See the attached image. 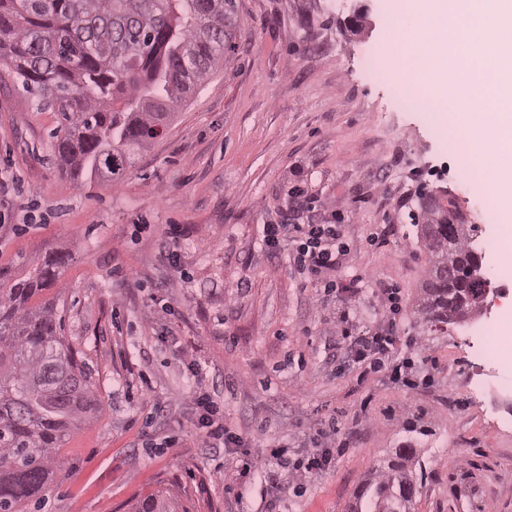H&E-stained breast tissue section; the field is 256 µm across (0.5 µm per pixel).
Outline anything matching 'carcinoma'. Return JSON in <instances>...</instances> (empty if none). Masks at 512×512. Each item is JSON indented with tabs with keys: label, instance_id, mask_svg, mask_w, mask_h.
I'll return each mask as SVG.
<instances>
[{
	"label": "carcinoma",
	"instance_id": "cac0c4a2",
	"mask_svg": "<svg viewBox=\"0 0 512 512\" xmlns=\"http://www.w3.org/2000/svg\"><path fill=\"white\" fill-rule=\"evenodd\" d=\"M236 13L235 0H0V59L23 90L59 113L52 132L59 166L119 179L224 66ZM420 231L430 267L418 312L442 330L482 307L486 282L471 279L482 252L471 226L451 222L436 200L424 206ZM68 259L52 251L0 281V512L41 503L63 465L59 448L100 410L92 373L59 336L53 303L30 305ZM408 462L409 452H397L361 485L352 512H410ZM172 504L158 490L136 512H175Z\"/></svg>",
	"mask_w": 512,
	"mask_h": 512
}]
</instances>
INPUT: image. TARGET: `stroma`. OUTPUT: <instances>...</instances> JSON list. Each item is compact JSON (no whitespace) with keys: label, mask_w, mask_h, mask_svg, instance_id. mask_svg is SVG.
<instances>
[{"label":"stroma","mask_w":512,"mask_h":512,"mask_svg":"<svg viewBox=\"0 0 512 512\" xmlns=\"http://www.w3.org/2000/svg\"><path fill=\"white\" fill-rule=\"evenodd\" d=\"M236 4L223 68L116 181L78 186L57 170L58 113L0 66V170L14 179L0 194V277H16L20 259L69 251L35 301L54 303L102 402L60 448L41 506L23 512H135L160 489L185 512H349L362 482L402 448L415 451L412 512H512V394L486 391L507 371L486 360L475 333L512 304V264L485 253L492 291L482 312L448 330L421 328L416 303L429 267L421 194L483 241L497 238L501 213L477 211L474 198L497 188L468 186L457 125L434 124L432 99L398 110L369 72L394 26L424 44L432 31L389 0ZM299 181L319 204H343L350 267L370 276L360 324L380 320V285L398 288L396 353L413 357L428 385L409 390L384 369L358 381L336 327L342 295L303 287L287 254L266 252L261 227L279 222ZM173 224L180 278L167 259ZM197 382L252 455L313 450L314 425L332 417L348 445L281 490L257 476L226 494L236 455L198 429Z\"/></svg>","instance_id":"1"}]
</instances>
